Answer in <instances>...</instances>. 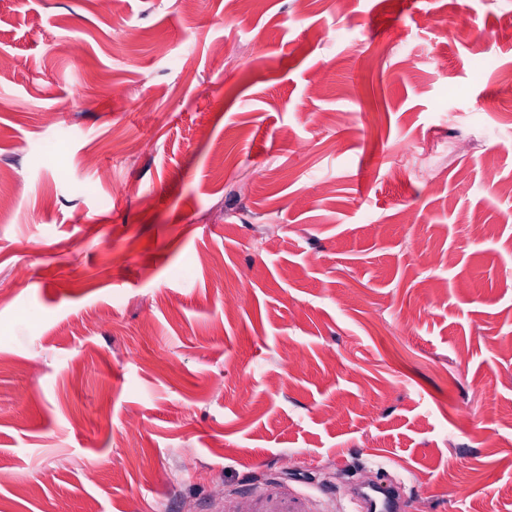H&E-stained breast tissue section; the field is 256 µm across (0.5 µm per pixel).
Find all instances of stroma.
<instances>
[{"label": "stroma", "mask_w": 512, "mask_h": 512, "mask_svg": "<svg viewBox=\"0 0 512 512\" xmlns=\"http://www.w3.org/2000/svg\"><path fill=\"white\" fill-rule=\"evenodd\" d=\"M0 52V512H512V0H0ZM402 497L401 488L395 485H387L369 492H361L363 503L362 511L365 512H395L399 510Z\"/></svg>", "instance_id": "stroma-1"}]
</instances>
